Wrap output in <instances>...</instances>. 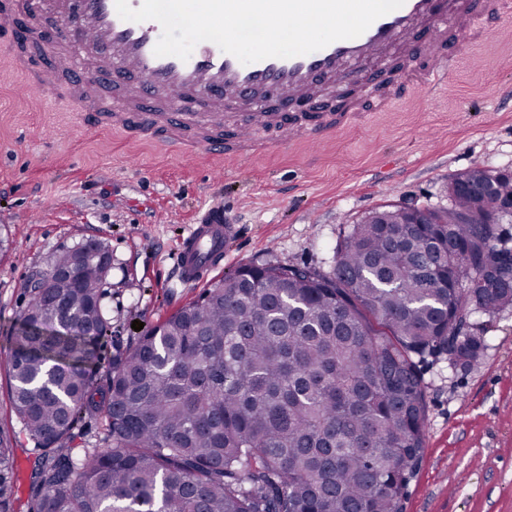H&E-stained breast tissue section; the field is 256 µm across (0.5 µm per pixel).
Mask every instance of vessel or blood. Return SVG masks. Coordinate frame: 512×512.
Wrapping results in <instances>:
<instances>
[{"label":"vessel or blood","instance_id":"obj_1","mask_svg":"<svg viewBox=\"0 0 512 512\" xmlns=\"http://www.w3.org/2000/svg\"><path fill=\"white\" fill-rule=\"evenodd\" d=\"M505 12L506 0H404L358 37L334 41L306 55L244 64L209 41L197 44L185 61L156 56L160 24L121 19L115 0H0V53L26 74L29 84H52L85 125L119 129L177 151L223 147L243 156L251 152L262 125L315 142L333 133L354 112V101L308 117L277 114L271 105L322 85L336 90L358 85L386 47L410 35L415 22L426 21L440 33L422 45L408 44L407 52L445 61L447 27L465 31L475 16L500 17ZM33 14L47 26L52 52L42 51L36 35L22 44L10 39V32ZM132 82L141 101L137 111L113 105L103 95L105 84L119 90ZM371 92L386 108L399 100L400 85L395 79L377 78ZM242 98L249 101L253 116L226 126V113L236 111ZM237 232L236 225L225 223L218 207L191 225L172 256L179 282L199 284L220 268Z\"/></svg>","mask_w":512,"mask_h":512}]
</instances>
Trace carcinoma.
Here are the masks:
<instances>
[{
  "label": "carcinoma",
  "mask_w": 512,
  "mask_h": 512,
  "mask_svg": "<svg viewBox=\"0 0 512 512\" xmlns=\"http://www.w3.org/2000/svg\"><path fill=\"white\" fill-rule=\"evenodd\" d=\"M441 224L378 209L334 268L224 274L98 378L107 272L87 260L30 290L8 357L40 451L32 512H402L424 455L423 368L480 364L472 319L512 307L496 232L512 177L475 164ZM101 444L64 447L87 418ZM12 449L0 445V512Z\"/></svg>",
  "instance_id": "1"
}]
</instances>
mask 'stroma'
I'll return each mask as SVG.
<instances>
[{
  "mask_svg": "<svg viewBox=\"0 0 512 512\" xmlns=\"http://www.w3.org/2000/svg\"><path fill=\"white\" fill-rule=\"evenodd\" d=\"M479 39L449 31L447 81L414 83L397 106L365 110L322 149L266 136L246 164L233 153L179 154L129 136L79 126L53 100L22 98L0 56V439L12 448L9 512H31L38 450L12 404L11 346L29 301L27 281L51 254L93 238L112 253L103 301L109 365L137 336L199 300L204 288L173 277L169 253L201 209L220 205L239 227L224 271L269 260L334 266L336 242L369 212L415 203L442 209L448 187L474 164L512 170V16L484 18ZM479 366L425 368L429 406L423 460L404 512H512V308L484 316Z\"/></svg>",
  "mask_w": 512,
  "mask_h": 512,
  "instance_id": "35a3bbf8",
  "label": "stroma"
}]
</instances>
